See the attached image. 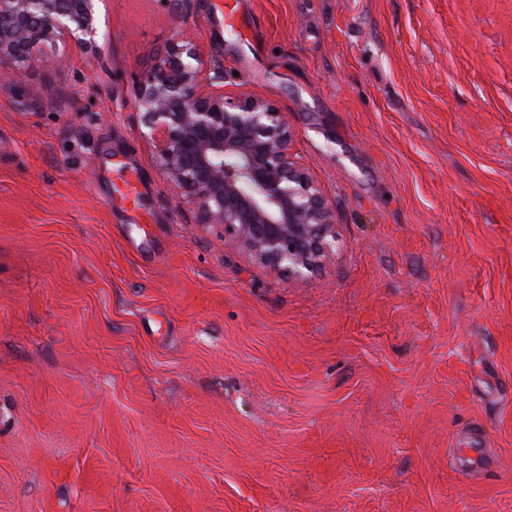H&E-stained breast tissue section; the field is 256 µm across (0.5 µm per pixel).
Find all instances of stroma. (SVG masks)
<instances>
[{"mask_svg":"<svg viewBox=\"0 0 512 512\" xmlns=\"http://www.w3.org/2000/svg\"><path fill=\"white\" fill-rule=\"evenodd\" d=\"M239 2L246 42L213 0H96L93 45L0 80V512H512V0ZM185 29L335 210L306 278L140 137ZM133 171L145 225L107 205ZM464 448H453L458 474L470 478L494 468L497 459L490 448L473 447L468 443L460 444Z\"/></svg>","mask_w":512,"mask_h":512,"instance_id":"1","label":"stroma"}]
</instances>
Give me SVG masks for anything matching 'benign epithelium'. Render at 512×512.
Wrapping results in <instances>:
<instances>
[{
	"instance_id": "7a95c632",
	"label": "benign epithelium",
	"mask_w": 512,
	"mask_h": 512,
	"mask_svg": "<svg viewBox=\"0 0 512 512\" xmlns=\"http://www.w3.org/2000/svg\"><path fill=\"white\" fill-rule=\"evenodd\" d=\"M94 0H0V74L39 61L47 41L95 43ZM187 33L136 82L141 137L177 202L197 224L224 228L273 274L303 278L333 251L335 213L293 152L292 127L271 103L226 96ZM237 158L241 166L225 164Z\"/></svg>"
}]
</instances>
